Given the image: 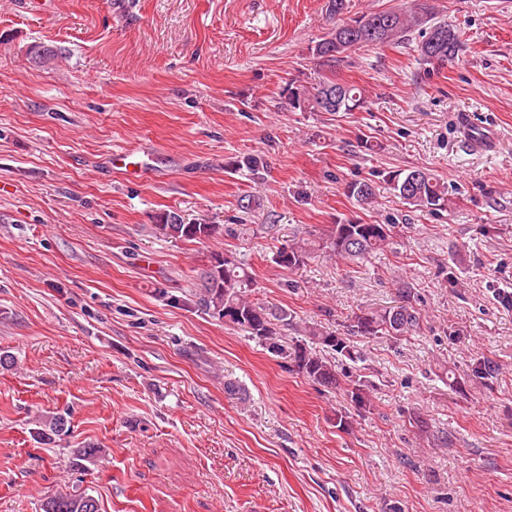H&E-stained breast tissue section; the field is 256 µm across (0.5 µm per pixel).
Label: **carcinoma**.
<instances>
[{"label": "carcinoma", "mask_w": 512, "mask_h": 512, "mask_svg": "<svg viewBox=\"0 0 512 512\" xmlns=\"http://www.w3.org/2000/svg\"><path fill=\"white\" fill-rule=\"evenodd\" d=\"M422 32L417 44L418 61L423 65L442 68L452 64L463 50L458 28L445 20L434 21L427 8L418 11L406 8L374 11L350 17L337 25L311 47L314 56L333 67L345 52L369 46L402 44L414 30ZM286 104L290 109L308 112H353L366 106L364 89L338 83L319 76L310 85L288 84ZM388 182L404 202L431 211H447L453 204L448 186L427 169L390 172ZM347 192L357 201L366 203L373 198L372 184L354 181ZM155 229L175 240L203 242L224 235L234 236L237 230L222 224H186L177 214H169ZM388 224L331 225L326 233L315 238H302L292 246L279 248L272 261L292 269L305 264L314 254L330 252L342 259L366 260L384 247L390 237ZM222 259L217 266H206L198 274V285L192 303L197 310L218 321L229 314L230 324L249 333L282 358L294 362L297 370L312 382L323 386L336 385L337 369L334 356H351L349 339L337 332L312 326L305 338L288 339L290 314L249 297L255 279L246 263L233 252H217ZM421 313L407 303L358 318L356 332L364 336H407L421 328ZM66 415L53 412L40 420L36 434L45 441L67 433ZM41 512H100L98 500L79 489L55 490L40 504Z\"/></svg>", "instance_id": "1"}]
</instances>
